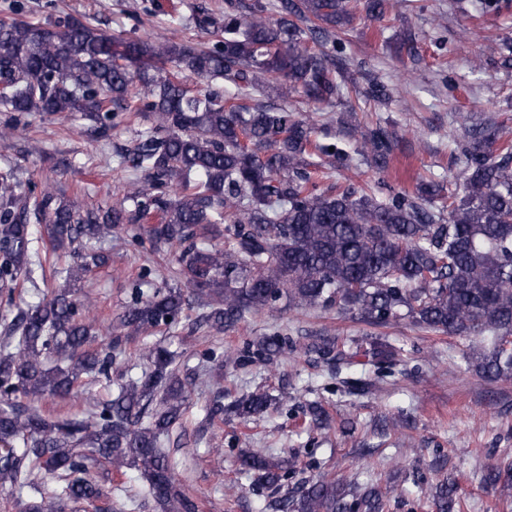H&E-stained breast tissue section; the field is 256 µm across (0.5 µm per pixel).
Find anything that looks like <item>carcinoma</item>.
Returning a JSON list of instances; mask_svg holds the SVG:
<instances>
[{
    "instance_id": "carcinoma-1",
    "label": "carcinoma",
    "mask_w": 512,
    "mask_h": 512,
    "mask_svg": "<svg viewBox=\"0 0 512 512\" xmlns=\"http://www.w3.org/2000/svg\"><path fill=\"white\" fill-rule=\"evenodd\" d=\"M399 0H253L227 3L211 45L176 39L151 41L112 35L69 14L43 23L0 20V112H52L89 117L102 132L129 112H146L121 164L147 177L120 204L102 214L80 212L50 186H25L11 166L0 168V283L7 302L14 286L32 273V224L48 225L54 248L71 253L78 239H98L120 224L133 239L177 250L180 285L146 294L110 324L112 345L94 346L87 306L74 282L105 256L89 252L72 260L65 285L20 310L5 327L0 348V486L18 491L21 512H112V493L91 472L134 467L143 488L128 498L154 503L160 512H196L176 477L163 439L181 434L188 392L174 354L157 344L141 375L117 385V395L91 413L47 415V397L78 398L83 377L110 378L124 354V338L150 336L189 319L183 288L207 300L210 311L192 322L220 333L288 303L336 311L375 326L408 318L431 333L471 342L474 371L512 381V138L485 124L458 142V187L448 192V214L422 205L441 195L434 183L417 197L387 199L371 187L338 184L336 164L349 156L317 138L315 123L288 108L303 93L329 105L343 96L344 79L328 45L356 10L382 20ZM190 73L209 81L194 90L180 79ZM222 78L231 94L211 84ZM277 84L282 104L253 102L251 91ZM364 156L387 167L394 144L377 127L362 134ZM224 239L216 248L208 241ZM270 361L290 338L253 340ZM316 354L351 391L372 386L343 374L346 357L324 339L301 346ZM375 374L394 373L401 349L371 341L364 349ZM271 396L256 389L233 402L243 422L264 414ZM309 423L327 424L319 402L307 406ZM290 460L259 452L240 459V472L270 487L295 472ZM506 471L485 465L484 485ZM435 512H462L458 483L435 487ZM275 512H390V500L374 486L346 487L320 475L274 501Z\"/></svg>"
}]
</instances>
